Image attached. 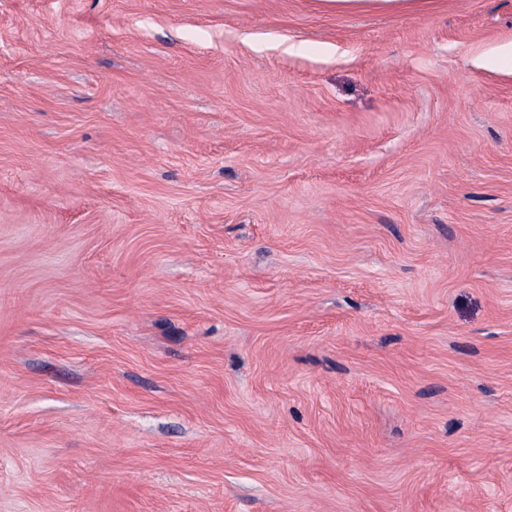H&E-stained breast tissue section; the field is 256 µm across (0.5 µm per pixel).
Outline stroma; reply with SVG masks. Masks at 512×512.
<instances>
[{
	"label": "stroma",
	"instance_id": "stroma-1",
	"mask_svg": "<svg viewBox=\"0 0 512 512\" xmlns=\"http://www.w3.org/2000/svg\"><path fill=\"white\" fill-rule=\"evenodd\" d=\"M512 0H0V512H512ZM418 0H322L321 3L336 12H394L408 9Z\"/></svg>",
	"mask_w": 512,
	"mask_h": 512
}]
</instances>
